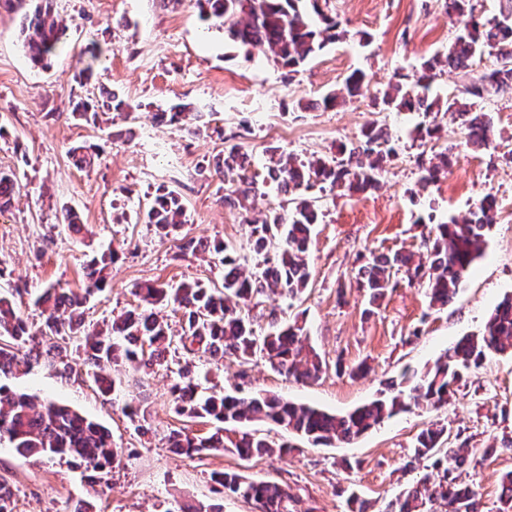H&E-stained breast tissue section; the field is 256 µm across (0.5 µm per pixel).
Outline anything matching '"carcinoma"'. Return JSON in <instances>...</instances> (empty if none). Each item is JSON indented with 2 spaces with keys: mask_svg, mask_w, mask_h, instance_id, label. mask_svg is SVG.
Returning a JSON list of instances; mask_svg holds the SVG:
<instances>
[{
  "mask_svg": "<svg viewBox=\"0 0 512 512\" xmlns=\"http://www.w3.org/2000/svg\"><path fill=\"white\" fill-rule=\"evenodd\" d=\"M327 0H196L203 20L219 22L224 36L239 46H264L268 60L292 73L312 54L344 36L340 23L324 11ZM448 12L461 19L462 26L445 53L423 59L411 76L390 85L381 97L383 112H418L423 121L410 131L423 145L439 140L438 115L455 114L466 124L467 139L477 147L492 142L494 126L485 112L477 111L480 101L494 92L512 91V0H500L497 14L483 19L475 14L473 0H445ZM65 25L53 16L52 0H41L27 25L26 48L30 61L38 65L56 55L63 43ZM495 51L496 64L479 76L470 77L473 61L486 51ZM462 74L464 83L446 97L433 92V83L442 68ZM365 74L352 71L344 80L346 94L323 97L324 108H333L362 92ZM72 115L94 122L97 112L93 98L76 103ZM422 163L421 181L438 179L448 167L447 149L430 147ZM339 160L311 157L295 161L281 156L266 168L262 180L248 175L241 162L242 150L231 145L217 170L224 180L239 184L236 197L224 202L245 208V200L259 189L271 186L291 196L293 207L274 209L261 219L246 220V232L253 252L262 258V267L247 273L240 258L221 241L204 245L224 265L223 288H208L198 281L176 285L147 283L138 289L141 304L106 329L85 324L84 308L89 296L107 286L106 270L115 252L93 258L86 268L88 280L81 293L51 285L37 297L36 304L47 312L43 327L31 331L8 296H0V377L16 378L44 364L63 363L65 346L61 340L84 335L87 360L92 367L100 363L128 364L135 370L161 363L164 353L179 342L182 347L198 345L213 356L234 355L248 361L260 355L279 373L297 378H316L323 371L319 354L305 345L304 326L283 323L269 314L268 330L259 333L243 307L268 292L294 297L309 281L308 244L318 221L312 200L315 189H344L365 194L376 188L384 163L393 157L394 148L384 130L376 124L365 126L360 139L340 147ZM77 165L89 168L98 157L93 146L72 149ZM19 191L16 175L0 172V210L11 205ZM496 213V199L485 195L463 222L454 219L434 225L424 238L425 259L393 253L376 258L358 269L357 287L375 303L396 287L394 275L404 270L411 281L428 277L430 301L445 306L451 301L462 278L479 255L480 245L490 230ZM147 223L165 235L177 234L187 223L180 194L166 188L157 190L147 212ZM277 244V251L268 247ZM173 303L183 312V333L174 338L168 326L154 312L155 307ZM512 353V294L491 313L484 331L464 336L421 373L406 378L408 391L384 395L342 414L284 401L272 395L239 397L212 392L201 396L198 383L186 369L172 387L175 412L190 419H209L216 423L208 437L192 436L182 429L167 435L169 447L189 457H202L211 451L232 453L245 460L279 452L263 437L233 429L236 424L269 420L314 445L349 442L384 420L412 408L436 407L448 401L452 387L466 373L478 368L489 353ZM446 427L421 431L414 444V456L431 461L437 478L426 475L397 497L381 512H482L478 492L470 485L457 483L455 471L466 463L462 448H443ZM7 440L22 455L73 459L95 471L115 462L109 432L100 424L66 405L36 403L32 396L0 383V441ZM213 481L224 491L252 502L255 512H298L299 497L277 482L252 480L241 473L222 472ZM499 512H512V471L501 478Z\"/></svg>",
  "mask_w": 512,
  "mask_h": 512,
  "instance_id": "cac0c4a2",
  "label": "carcinoma"
}]
</instances>
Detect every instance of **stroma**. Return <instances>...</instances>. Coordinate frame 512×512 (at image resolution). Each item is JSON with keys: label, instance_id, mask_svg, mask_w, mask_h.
Listing matches in <instances>:
<instances>
[{"label": "stroma", "instance_id": "1", "mask_svg": "<svg viewBox=\"0 0 512 512\" xmlns=\"http://www.w3.org/2000/svg\"><path fill=\"white\" fill-rule=\"evenodd\" d=\"M36 0H0V172L16 173L20 193L0 212V294L12 297L29 325L45 316L35 297L50 285L82 287L88 261L115 250L118 259L107 287L86 305L85 322L114 321L136 308L134 291L146 282L197 280L221 286L224 267L204 251L221 240L233 247L245 269L257 264L240 210L224 203L234 184L214 167L226 139L250 154L264 173L268 151L295 157H336L375 122L387 127L397 155L365 196L324 191L309 247L311 278L297 298L273 295L251 306L258 325L269 312L282 322L305 321L306 343L326 367L315 381L273 371L261 357L240 363L171 349L148 372L115 371V392L102 395L85 362L80 338L63 358L71 371L48 366L14 379L38 399L68 405L102 424L121 456L98 472L65 459L27 457L0 442V475L11 479L14 512H179L184 505L218 512H254L241 498L222 492L210 475L238 471L254 480L290 487L303 512H346V491L356 490L372 512L427 471L415 459L422 429L447 425L448 447L464 449L459 470L474 485L483 512H497L500 481L512 471V356L489 354L454 387L447 405L399 414L351 443L315 445L267 422L247 431L270 442H288V456L248 461L229 453L197 459L168 447V428L196 436L212 423L176 416L170 387L191 367L201 390L242 396L274 394L343 414L399 387L404 375L422 372L456 340L476 335L505 295L512 294V95L494 96L483 109L492 118L491 148L467 144L458 119L445 116L440 143L452 163L440 179L422 186V146L413 144L400 117L379 111L375 99L395 77L411 73L421 58L445 50L459 22L444 0H329V10L347 33L288 75L269 64L261 48H241L223 30L200 21L194 0H55L67 23L64 45L46 66H33L21 36L23 16ZM370 35L359 41L360 32ZM98 61L90 86L74 75L88 47ZM361 69L368 84L343 107L323 109L321 97L342 89ZM114 91L128 104L106 111L99 127L75 120L72 104L88 91ZM192 110L180 123L159 113L178 105ZM91 141L101 147L92 170L73 165L69 151ZM177 190L188 222L177 238L163 237L145 220L157 189ZM497 201L496 220L481 255L445 307L431 305L426 280L401 281L371 316L357 288L359 267L394 252L423 254L432 224L468 216L485 196ZM76 209L85 224L74 233L62 224L63 208ZM146 397L148 421L127 417L126 402Z\"/></svg>", "mask_w": 512, "mask_h": 512}]
</instances>
